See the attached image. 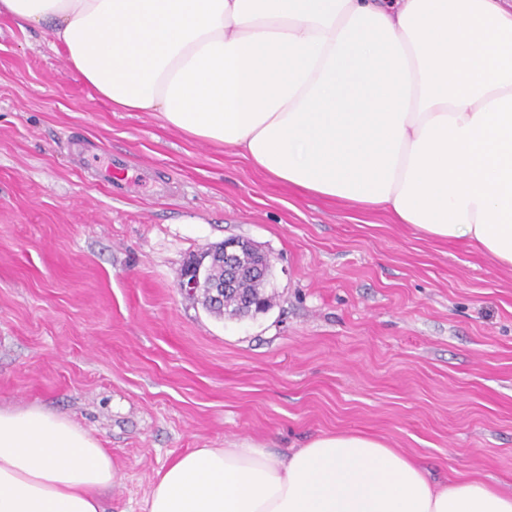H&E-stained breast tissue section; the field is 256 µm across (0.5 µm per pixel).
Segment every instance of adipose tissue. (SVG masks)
<instances>
[{"label":"adipose tissue","instance_id":"ef3b65f1","mask_svg":"<svg viewBox=\"0 0 512 512\" xmlns=\"http://www.w3.org/2000/svg\"><path fill=\"white\" fill-rule=\"evenodd\" d=\"M0 17L47 29L113 111L512 267V0H0ZM114 473L69 418L0 409V512H104ZM146 512H512V494L433 485L339 431L285 457L193 449Z\"/></svg>","mask_w":512,"mask_h":512}]
</instances>
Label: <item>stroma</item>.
Masks as SVG:
<instances>
[{
  "instance_id": "1",
  "label": "stroma",
  "mask_w": 512,
  "mask_h": 512,
  "mask_svg": "<svg viewBox=\"0 0 512 512\" xmlns=\"http://www.w3.org/2000/svg\"><path fill=\"white\" fill-rule=\"evenodd\" d=\"M228 239L271 256L266 311L179 292ZM30 405L111 454L105 512H144L191 449L341 430L512 492V268L113 111L45 30L1 18L0 407Z\"/></svg>"
}]
</instances>
